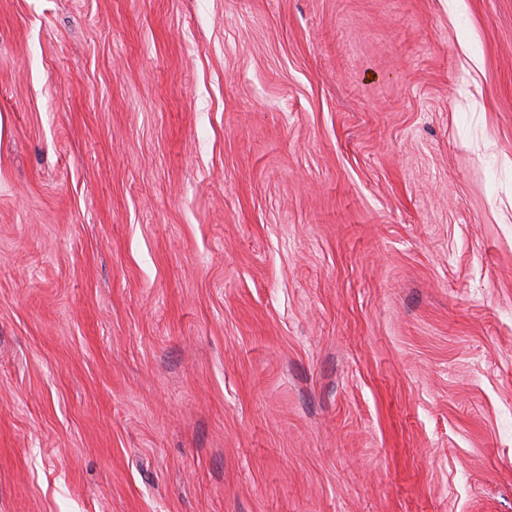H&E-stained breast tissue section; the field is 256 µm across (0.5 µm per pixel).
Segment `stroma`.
<instances>
[{
	"mask_svg": "<svg viewBox=\"0 0 512 512\" xmlns=\"http://www.w3.org/2000/svg\"><path fill=\"white\" fill-rule=\"evenodd\" d=\"M0 512H512V0H0Z\"/></svg>",
	"mask_w": 512,
	"mask_h": 512,
	"instance_id": "stroma-1",
	"label": "stroma"
}]
</instances>
